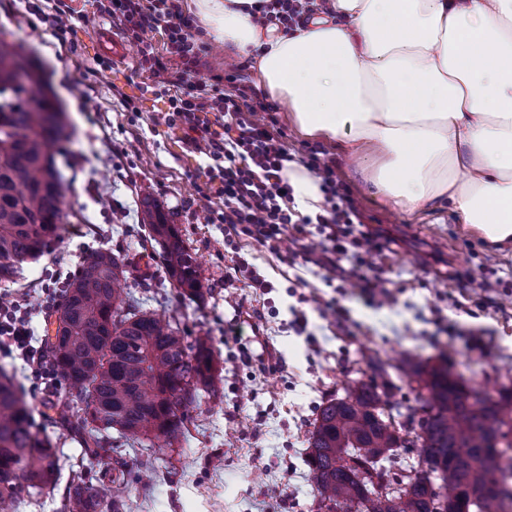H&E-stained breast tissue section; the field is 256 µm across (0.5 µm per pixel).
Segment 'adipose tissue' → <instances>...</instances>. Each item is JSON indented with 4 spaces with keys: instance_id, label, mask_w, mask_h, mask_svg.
Here are the masks:
<instances>
[{
    "instance_id": "adipose-tissue-1",
    "label": "adipose tissue",
    "mask_w": 512,
    "mask_h": 512,
    "mask_svg": "<svg viewBox=\"0 0 512 512\" xmlns=\"http://www.w3.org/2000/svg\"><path fill=\"white\" fill-rule=\"evenodd\" d=\"M264 0H194L299 134L355 156L411 217L449 204L512 243V0H330L305 26L258 25Z\"/></svg>"
}]
</instances>
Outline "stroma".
Instances as JSON below:
<instances>
[{
	"instance_id": "35a3bbf8",
	"label": "stroma",
	"mask_w": 512,
	"mask_h": 512,
	"mask_svg": "<svg viewBox=\"0 0 512 512\" xmlns=\"http://www.w3.org/2000/svg\"><path fill=\"white\" fill-rule=\"evenodd\" d=\"M63 2L71 20L61 37L49 19L54 0H0V40L26 53L32 77L60 113L64 135L53 160L65 176L58 238L39 260L24 263L16 281L0 282V293L26 296L40 341L56 292L83 261L102 248L124 252L134 298L173 317L186 336L209 337L220 377L219 399L195 412L176 456L127 445L95 462L90 482L119 501V512H313L316 489L303 462L311 425L325 398L371 376L370 357L382 361L395 401L405 406L415 403L400 370L406 353L432 364L447 357L451 371L472 387L512 372V246L489 244L446 208L418 218L403 214L364 180V156L348 159L302 138L280 106L272 116L293 160L326 150L367 228L387 239L385 249L367 254L365 271L395 301L369 306L340 272L300 258L284 263L247 240L242 253L273 289L226 296L233 253L223 225L208 221L222 200L207 193L205 158L166 121L164 99L139 68V45L129 43L128 61L112 65L97 50L94 24L101 15L94 0ZM127 96L138 112L126 109ZM150 204L196 252L203 300L184 298L170 285L142 221ZM485 282L490 290H482ZM338 305L347 309V321H338ZM299 313L308 319L302 333L293 326ZM231 324L244 329L240 343L224 340ZM0 369L20 386L40 433L57 441L62 465L80 459V445L59 421L67 389L58 384L46 393L21 359L1 352ZM118 459L125 463L120 484L110 476Z\"/></svg>"
}]
</instances>
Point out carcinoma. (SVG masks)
I'll use <instances>...</instances> for the list:
<instances>
[{"label":"carcinoma","mask_w":512,"mask_h":512,"mask_svg":"<svg viewBox=\"0 0 512 512\" xmlns=\"http://www.w3.org/2000/svg\"><path fill=\"white\" fill-rule=\"evenodd\" d=\"M9 149L0 147V280L41 256L58 236L63 195L49 150L59 140L55 108L33 80L0 87ZM174 287L190 298L202 288L197 256L159 210L147 209ZM127 257L110 249L90 255L57 306L55 335L45 345L71 401L63 426L79 441L81 460L108 457L124 442L168 448L185 435L192 412L216 395L214 351L208 339L190 342L171 319L124 306ZM420 383L406 407V435L388 413L395 386L374 366L367 381L318 407L305 463L317 492L316 512H512V440L493 455L502 425L512 426V384L497 397L465 384L447 368L420 362L403 367ZM32 410L12 376L0 372V509L34 499L55 484L56 443L32 431ZM117 437H112V434ZM400 448H413L417 466L396 472ZM351 462L348 467L338 461ZM64 512H102L86 465H70Z\"/></svg>","instance_id":"carcinoma-1"}]
</instances>
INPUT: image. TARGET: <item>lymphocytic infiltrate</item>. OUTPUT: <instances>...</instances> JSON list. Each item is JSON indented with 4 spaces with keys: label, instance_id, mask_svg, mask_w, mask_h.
I'll use <instances>...</instances> for the list:
<instances>
[{
    "label": "lymphocytic infiltrate",
    "instance_id": "lymphocytic-infiltrate-1",
    "mask_svg": "<svg viewBox=\"0 0 512 512\" xmlns=\"http://www.w3.org/2000/svg\"><path fill=\"white\" fill-rule=\"evenodd\" d=\"M99 12L108 14L128 40L139 42L140 68L148 72L157 93L168 103L169 122L190 132L194 151L204 155L208 190L222 198L223 208L212 211L210 221L224 227L228 241L252 240L285 259L308 254L301 242L302 220L294 219L290 204L292 187L283 174L288 150L283 133L265 118L270 106L255 91L239 85L236 69L207 79L201 77V62L191 30L194 20L185 15L181 0H97ZM163 33L164 53L145 43L146 32ZM181 59L178 78L168 76L164 55ZM224 113L221 128H214L210 113ZM307 169L320 181L324 201L315 222L322 250L317 266L335 268L338 260L351 263L349 278L362 291L367 304L380 305L388 298L378 279L364 272V253L377 249L372 233L360 230L361 215L346 186L338 179L333 162L311 154ZM19 301L0 296V350L17 353L36 377L52 375L54 366L42 347L32 343V331L19 315Z\"/></svg>",
    "mask_w": 512,
    "mask_h": 512
}]
</instances>
